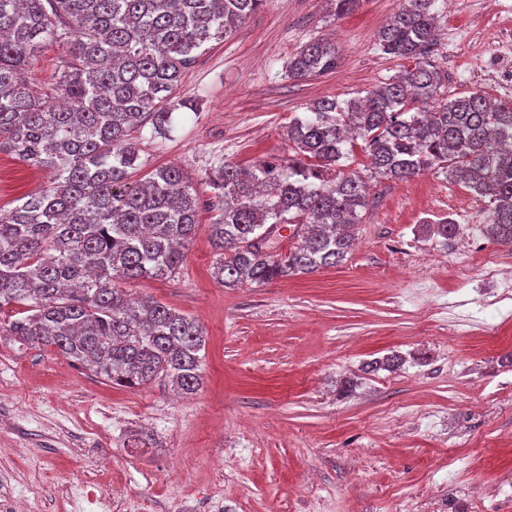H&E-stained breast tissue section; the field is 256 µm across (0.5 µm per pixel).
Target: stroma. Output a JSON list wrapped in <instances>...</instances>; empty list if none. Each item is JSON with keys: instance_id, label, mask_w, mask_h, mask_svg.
Segmentation results:
<instances>
[{"instance_id": "35a3bbf8", "label": "stroma", "mask_w": 512, "mask_h": 512, "mask_svg": "<svg viewBox=\"0 0 512 512\" xmlns=\"http://www.w3.org/2000/svg\"><path fill=\"white\" fill-rule=\"evenodd\" d=\"M400 5L361 0L339 18L325 0H265L183 74L171 132L141 133L147 168L188 171L206 200L218 162L287 158L288 125L308 103L363 97L406 69L375 47ZM438 26L449 95L512 100L483 63L512 60V10L457 0ZM330 34L336 70L289 78L288 60ZM68 61L50 46L25 76L50 91ZM369 167L356 151L368 208L338 266L221 286L204 209L174 278L126 282L202 326L196 394L115 386L53 348L0 340V479L26 512H512V294L482 282L480 261L492 256L512 282V246L484 236L486 201L445 174L394 181ZM52 181L0 153V210ZM443 217L460 227L446 242L426 229ZM393 354L400 369L366 372ZM141 430L156 447H134Z\"/></svg>"}]
</instances>
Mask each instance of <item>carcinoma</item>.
Masks as SVG:
<instances>
[{
	"label": "carcinoma",
	"mask_w": 512,
	"mask_h": 512,
	"mask_svg": "<svg viewBox=\"0 0 512 512\" xmlns=\"http://www.w3.org/2000/svg\"><path fill=\"white\" fill-rule=\"evenodd\" d=\"M263 2L0 0V152L54 173L44 193L0 213V309L25 307L0 337L51 347L118 386L162 377L186 395L200 389L202 326L118 286L173 277L198 229L188 172L162 166L128 183L145 165L134 133L170 130L167 104L181 75ZM437 2L403 0L377 33V50L413 59V68L361 99L314 101L288 125L286 160L214 167L217 282L260 285L343 263L367 209L364 180L348 171L358 139L379 177L448 173L487 201V237L512 245V104L480 92L442 96L445 75L429 61ZM63 30L70 60L54 87L60 106L20 73ZM337 61L332 39H314L288 61V77L323 75ZM273 224L296 227L297 244L282 257L264 243ZM429 229L445 242L459 234L449 217Z\"/></svg>",
	"instance_id": "carcinoma-1"
}]
</instances>
